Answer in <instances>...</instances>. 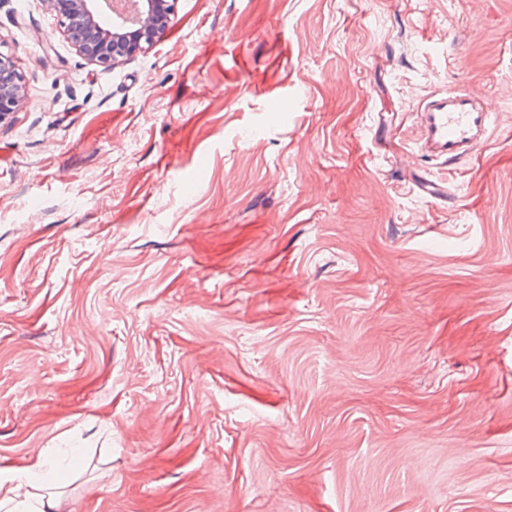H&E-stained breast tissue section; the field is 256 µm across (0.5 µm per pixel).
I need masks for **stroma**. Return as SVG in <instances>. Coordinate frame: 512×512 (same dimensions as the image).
<instances>
[{"label":"stroma","instance_id":"35a3bbf8","mask_svg":"<svg viewBox=\"0 0 512 512\" xmlns=\"http://www.w3.org/2000/svg\"><path fill=\"white\" fill-rule=\"evenodd\" d=\"M0 54V477L48 453L62 512H512V0H175L111 68L0 0ZM461 85L498 120L447 169L413 112ZM22 75L16 69L14 62L8 56L0 54V119L5 116L3 106L6 101L15 104L18 99V93L21 89Z\"/></svg>","mask_w":512,"mask_h":512}]
</instances>
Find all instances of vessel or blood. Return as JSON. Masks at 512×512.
<instances>
[{"instance_id":"b4317fda","label":"vessel or blood","mask_w":512,"mask_h":512,"mask_svg":"<svg viewBox=\"0 0 512 512\" xmlns=\"http://www.w3.org/2000/svg\"><path fill=\"white\" fill-rule=\"evenodd\" d=\"M416 117L421 151L443 164L470 158L487 145L494 124L492 109L464 86L423 99Z\"/></svg>"}]
</instances>
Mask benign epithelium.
<instances>
[{"instance_id":"7a95c632","label":"benign epithelium","mask_w":512,"mask_h":512,"mask_svg":"<svg viewBox=\"0 0 512 512\" xmlns=\"http://www.w3.org/2000/svg\"><path fill=\"white\" fill-rule=\"evenodd\" d=\"M60 26L88 61L113 67L151 45L166 27L170 0H51ZM22 75L0 54V119L6 101L16 103Z\"/></svg>"}]
</instances>
